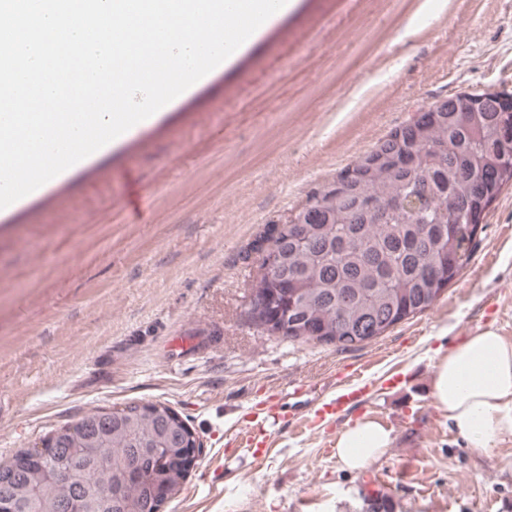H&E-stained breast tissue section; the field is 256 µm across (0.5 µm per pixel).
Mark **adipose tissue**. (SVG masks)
I'll return each mask as SVG.
<instances>
[{"label":"adipose tissue","mask_w":512,"mask_h":512,"mask_svg":"<svg viewBox=\"0 0 512 512\" xmlns=\"http://www.w3.org/2000/svg\"><path fill=\"white\" fill-rule=\"evenodd\" d=\"M432 396L469 447L497 448L512 436V343L484 328L452 345L435 365ZM391 443L389 429L361 419L339 433L336 457L343 469L357 471L379 459Z\"/></svg>","instance_id":"ef3b65f1"}]
</instances>
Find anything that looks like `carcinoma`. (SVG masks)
Segmentation results:
<instances>
[{"instance_id":"carcinoma-1","label":"carcinoma","mask_w":512,"mask_h":512,"mask_svg":"<svg viewBox=\"0 0 512 512\" xmlns=\"http://www.w3.org/2000/svg\"><path fill=\"white\" fill-rule=\"evenodd\" d=\"M467 119L408 121L323 183L297 223L264 231L247 320L271 335L345 350L429 309L471 258L484 218L512 187V92ZM191 427L162 402L96 407L0 462V512H154L189 474ZM61 468L72 485L50 480ZM112 468V499L95 493Z\"/></svg>"}]
</instances>
